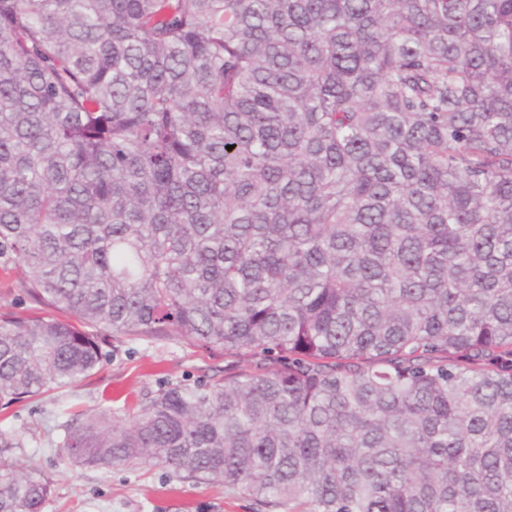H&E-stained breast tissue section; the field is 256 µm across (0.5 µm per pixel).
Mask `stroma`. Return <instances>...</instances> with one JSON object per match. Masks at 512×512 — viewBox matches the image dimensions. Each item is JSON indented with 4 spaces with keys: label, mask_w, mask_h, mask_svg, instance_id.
<instances>
[{
    "label": "stroma",
    "mask_w": 512,
    "mask_h": 512,
    "mask_svg": "<svg viewBox=\"0 0 512 512\" xmlns=\"http://www.w3.org/2000/svg\"><path fill=\"white\" fill-rule=\"evenodd\" d=\"M223 365L220 355L175 341L117 338L93 378L12 406L7 423L26 440L15 458L17 467L39 469L54 484L44 512H277L227 495L223 486L183 479L165 467L77 466L58 448L63 409L109 408L119 414L125 400L170 383L203 378Z\"/></svg>",
    "instance_id": "1"
}]
</instances>
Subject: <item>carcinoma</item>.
Instances as JSON below:
<instances>
[{"mask_svg": "<svg viewBox=\"0 0 512 512\" xmlns=\"http://www.w3.org/2000/svg\"><path fill=\"white\" fill-rule=\"evenodd\" d=\"M233 149L228 150L226 146ZM0 408L113 337L224 368L84 466L285 512H512V0H0ZM0 512L53 481L14 465ZM22 269H16L9 278H5L0 272V305L9 307L13 312L18 315H27L32 312V304L21 296L19 288H12L14 282L21 275Z\"/></svg>", "mask_w": 512, "mask_h": 512, "instance_id": "cac0c4a2", "label": "carcinoma"}]
</instances>
